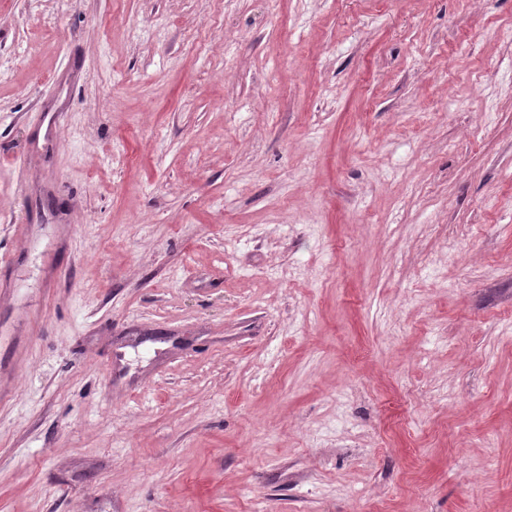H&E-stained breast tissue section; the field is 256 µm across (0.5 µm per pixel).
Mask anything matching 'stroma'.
I'll return each mask as SVG.
<instances>
[{
    "label": "stroma",
    "instance_id": "1",
    "mask_svg": "<svg viewBox=\"0 0 512 512\" xmlns=\"http://www.w3.org/2000/svg\"><path fill=\"white\" fill-rule=\"evenodd\" d=\"M0 512H512V0H0Z\"/></svg>",
    "mask_w": 512,
    "mask_h": 512
}]
</instances>
